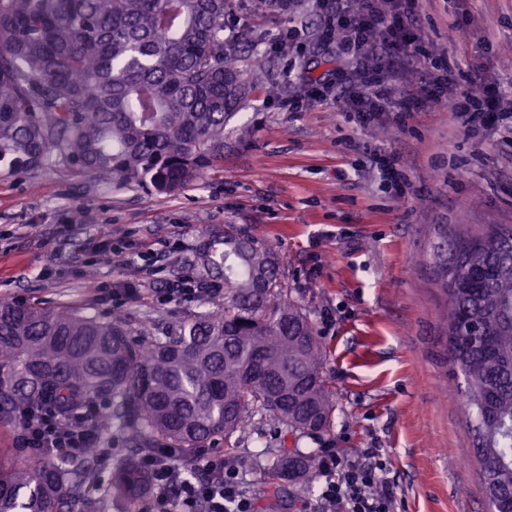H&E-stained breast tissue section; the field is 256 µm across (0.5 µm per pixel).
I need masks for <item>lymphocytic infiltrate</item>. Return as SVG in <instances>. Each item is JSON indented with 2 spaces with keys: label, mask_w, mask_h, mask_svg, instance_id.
Segmentation results:
<instances>
[{
  "label": "lymphocytic infiltrate",
  "mask_w": 512,
  "mask_h": 512,
  "mask_svg": "<svg viewBox=\"0 0 512 512\" xmlns=\"http://www.w3.org/2000/svg\"><path fill=\"white\" fill-rule=\"evenodd\" d=\"M327 25L343 33V49L355 61L354 82L339 81L336 102L368 122L379 102L391 101L396 72L390 59L405 53L417 28L416 0H316ZM441 107L462 118L466 126L498 122L496 99L474 96L464 89L441 98ZM30 447L59 448L80 454L93 444L97 430L92 419L79 416L68 424L50 413L25 419L22 427ZM174 450L153 465L151 512H254V499L245 489L239 468L223 457H203L196 480L183 479ZM323 484L316 512H394L396 491L382 459L367 465L343 462L328 453L318 461Z\"/></svg>",
  "instance_id": "f902f5d3"
}]
</instances>
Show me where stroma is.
I'll list each match as a JSON object with an SVG mask.
<instances>
[{"label": "stroma", "mask_w": 512, "mask_h": 512, "mask_svg": "<svg viewBox=\"0 0 512 512\" xmlns=\"http://www.w3.org/2000/svg\"><path fill=\"white\" fill-rule=\"evenodd\" d=\"M417 13L422 55L402 83L421 100L415 112L392 109L362 124L332 103L292 111L314 80L350 75L352 61L338 54L313 0L285 14L240 0L226 28L249 30L252 90L223 164L158 195L61 166L0 162V300L67 303L125 320L135 339L162 336L209 306L162 304L152 289L199 277V244L235 225L278 253L323 345L333 423L323 442L302 448L349 463L380 449L397 487L394 512H486L461 397L444 392L463 383L442 338L444 297L414 259L438 224L512 227V118L467 130L421 74L434 58L455 88L492 82L500 108L512 109V0H419ZM286 28L309 35L272 49ZM375 153L394 157L406 181L372 169ZM174 241L181 255L166 251ZM117 283L142 294L106 295ZM278 437L269 422L212 449L240 466L257 512H314L319 480L273 483L265 452Z\"/></svg>", "instance_id": "obj_1"}]
</instances>
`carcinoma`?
I'll return each mask as SVG.
<instances>
[{
  "instance_id": "carcinoma-1",
  "label": "carcinoma",
  "mask_w": 512,
  "mask_h": 512,
  "mask_svg": "<svg viewBox=\"0 0 512 512\" xmlns=\"http://www.w3.org/2000/svg\"><path fill=\"white\" fill-rule=\"evenodd\" d=\"M235 0H0V162L63 165L95 181L167 194L224 162V135L249 86L242 38L224 36ZM224 293L143 344L118 319L0 301V512H127L151 495L142 460L174 448L184 475L245 423L280 427L272 475L313 476L314 453L287 447L330 430L323 346L291 297L274 250L231 224L196 257ZM420 263L446 296L448 358L465 382L482 492L512 508V229L487 224L436 238ZM475 320L483 338L461 337ZM101 402L104 429L129 452L67 456L26 448L18 417L62 421Z\"/></svg>"
}]
</instances>
